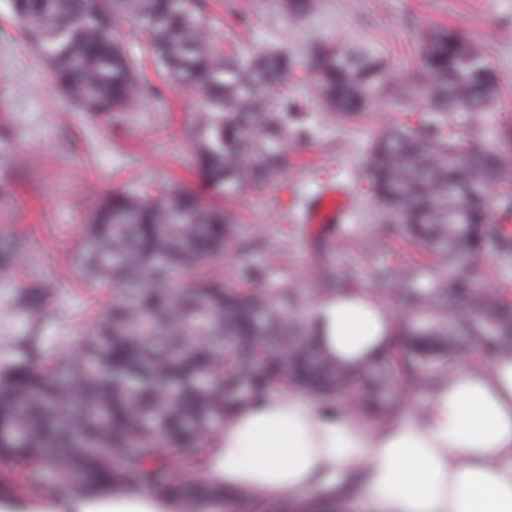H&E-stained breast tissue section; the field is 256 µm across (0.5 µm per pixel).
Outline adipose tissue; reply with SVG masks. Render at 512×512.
<instances>
[{
    "label": "adipose tissue",
    "instance_id": "obj_1",
    "mask_svg": "<svg viewBox=\"0 0 512 512\" xmlns=\"http://www.w3.org/2000/svg\"><path fill=\"white\" fill-rule=\"evenodd\" d=\"M317 330L334 358L358 364L390 340L392 313L371 298L317 303ZM361 475L365 512H512V358L452 366L422 403L380 424L336 415L298 391L242 404L210 451L208 482L260 499ZM144 490L80 493L0 512H177Z\"/></svg>",
    "mask_w": 512,
    "mask_h": 512
}]
</instances>
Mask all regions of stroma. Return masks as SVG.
I'll return each mask as SVG.
<instances>
[{
  "label": "stroma",
  "instance_id": "1",
  "mask_svg": "<svg viewBox=\"0 0 512 512\" xmlns=\"http://www.w3.org/2000/svg\"><path fill=\"white\" fill-rule=\"evenodd\" d=\"M225 52L258 55L271 38L299 53L318 43L364 44L382 59L396 85L412 86L419 73L420 43L441 27L457 31L484 46L488 61L502 75L500 105L470 135L490 141L512 123V0H315L306 17L293 21L275 0H202ZM146 77L158 85L135 112L99 120L70 108L54 84L43 55L10 22L8 0H0V117L8 128L0 138V238L22 236L27 242L12 272L0 282V302L14 283L52 275L62 262L81 253L86 213L111 189L126 185L154 189L176 181L196 183L188 165L194 146L192 117L202 101L197 92L160 83L151 58H144ZM417 103L397 107L382 95L371 109L346 122L325 119L316 138L292 144L283 177L268 187H248L228 201L239 223L264 228L268 248L263 263L282 278L309 287L315 262L297 228L303 224L299 200L315 191L313 175L335 169L337 160L354 158L367 141L387 125L417 124ZM350 223L337 263L355 262L359 285L371 287L370 266L383 259L400 265H435L433 256L397 237L380 238L375 206L366 192L350 195ZM71 297L55 313V329L68 354V336L103 313L113 292L87 296L80 279H70Z\"/></svg>",
  "mask_w": 512,
  "mask_h": 512
}]
</instances>
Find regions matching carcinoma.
I'll return each instance as SVG.
<instances>
[{
	"instance_id": "carcinoma-1",
	"label": "carcinoma",
	"mask_w": 512,
	"mask_h": 512,
	"mask_svg": "<svg viewBox=\"0 0 512 512\" xmlns=\"http://www.w3.org/2000/svg\"><path fill=\"white\" fill-rule=\"evenodd\" d=\"M279 7L296 19L314 2ZM10 10L79 110L110 119L157 92L139 58L111 37L127 15L159 72L201 92L204 105L192 125L198 186L115 188L88 215L84 282L115 288V298L72 337L74 356L52 354L50 309L64 284L37 280L11 293L6 308L21 327L0 357V462L11 464L0 490L97 494L121 485L175 498L180 512H302L288 492L265 501L205 482L213 433L240 404L293 389L385 419L408 393L433 390L467 352L512 358V296L471 274L490 242L512 261V155L460 130L500 103V76L481 45L448 28L427 33L421 77L406 93L361 46L331 44L306 61L279 48L224 54L200 0H10ZM298 70L333 117L357 115L387 90L423 103L422 125L384 129L356 167L385 235L439 255L450 274L376 260L364 289L353 267L327 259L333 238L315 244L313 293L272 267H244L235 284L212 267L230 246L242 255L267 249L265 234L241 235L219 200L274 184L289 143L316 135L321 113L288 100ZM25 246L0 242L1 279ZM342 296L399 303L390 344L367 363L338 362L318 341L314 301ZM349 497L328 492L315 512H345Z\"/></svg>"
}]
</instances>
